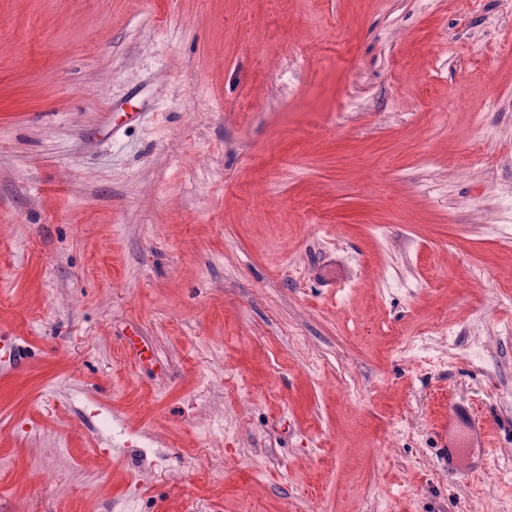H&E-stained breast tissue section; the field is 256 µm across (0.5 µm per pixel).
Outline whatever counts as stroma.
<instances>
[{
  "mask_svg": "<svg viewBox=\"0 0 512 512\" xmlns=\"http://www.w3.org/2000/svg\"><path fill=\"white\" fill-rule=\"evenodd\" d=\"M0 329V512H512V0H0ZM15 331L0 330V380L5 381L27 364V356ZM447 406L453 417L463 418L465 416L467 418L472 439L477 442L480 448H490V442L493 439V428L490 424L452 403V400H445V408Z\"/></svg>",
  "mask_w": 512,
  "mask_h": 512,
  "instance_id": "stroma-1",
  "label": "stroma"
}]
</instances>
